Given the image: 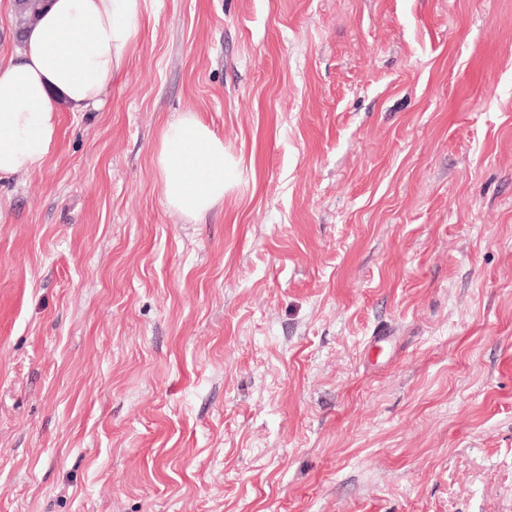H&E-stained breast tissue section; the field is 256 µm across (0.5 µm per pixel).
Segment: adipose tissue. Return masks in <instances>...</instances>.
I'll list each match as a JSON object with an SVG mask.
<instances>
[{"label": "adipose tissue", "instance_id": "adipose-tissue-1", "mask_svg": "<svg viewBox=\"0 0 512 512\" xmlns=\"http://www.w3.org/2000/svg\"><path fill=\"white\" fill-rule=\"evenodd\" d=\"M148 0H49L17 57L0 61V180L41 168L61 110L101 103L141 34ZM154 167L168 209L197 219L224 202V140L196 112L160 131Z\"/></svg>", "mask_w": 512, "mask_h": 512}]
</instances>
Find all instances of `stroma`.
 I'll return each mask as SVG.
<instances>
[{"label": "stroma", "instance_id": "stroma-1", "mask_svg": "<svg viewBox=\"0 0 512 512\" xmlns=\"http://www.w3.org/2000/svg\"><path fill=\"white\" fill-rule=\"evenodd\" d=\"M0 512H512V0H153L0 181ZM154 167L168 209L197 219L224 203L230 167L220 137L196 112L160 131Z\"/></svg>", "mask_w": 512, "mask_h": 512}]
</instances>
